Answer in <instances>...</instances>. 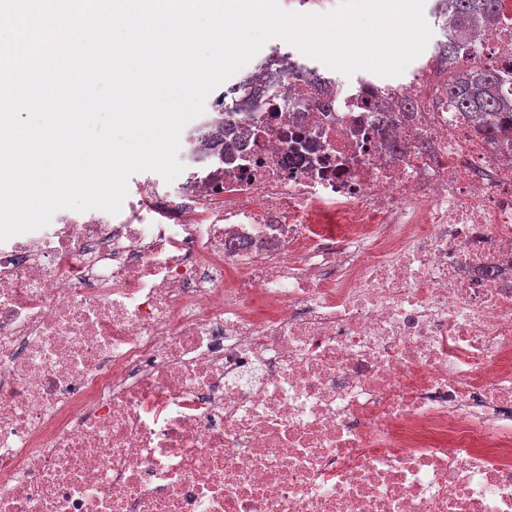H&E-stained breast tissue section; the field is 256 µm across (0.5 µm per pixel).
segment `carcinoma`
Masks as SVG:
<instances>
[{
  "instance_id": "obj_1",
  "label": "carcinoma",
  "mask_w": 512,
  "mask_h": 512,
  "mask_svg": "<svg viewBox=\"0 0 512 512\" xmlns=\"http://www.w3.org/2000/svg\"><path fill=\"white\" fill-rule=\"evenodd\" d=\"M455 32L439 50L448 71V105L460 112L476 129L493 140L512 130V98L498 91L496 71L460 63V40H477L496 20L497 0H449ZM190 153L206 161L213 147L224 143V119L209 120L187 136Z\"/></svg>"
}]
</instances>
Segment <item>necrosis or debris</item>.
<instances>
[{
	"instance_id": "1",
	"label": "necrosis or debris",
	"mask_w": 512,
	"mask_h": 512,
	"mask_svg": "<svg viewBox=\"0 0 512 512\" xmlns=\"http://www.w3.org/2000/svg\"><path fill=\"white\" fill-rule=\"evenodd\" d=\"M291 60L177 195L0 241V512H512V154L434 60Z\"/></svg>"
}]
</instances>
